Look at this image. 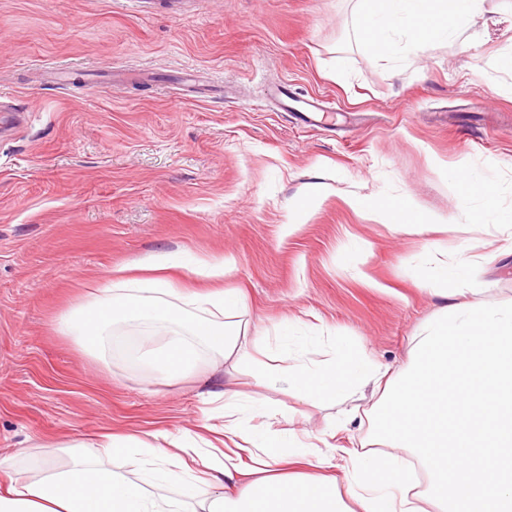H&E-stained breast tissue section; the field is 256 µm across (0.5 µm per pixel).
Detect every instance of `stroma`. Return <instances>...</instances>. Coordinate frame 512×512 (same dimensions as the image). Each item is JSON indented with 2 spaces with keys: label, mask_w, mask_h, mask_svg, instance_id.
Listing matches in <instances>:
<instances>
[{
  "label": "stroma",
  "mask_w": 512,
  "mask_h": 512,
  "mask_svg": "<svg viewBox=\"0 0 512 512\" xmlns=\"http://www.w3.org/2000/svg\"><path fill=\"white\" fill-rule=\"evenodd\" d=\"M358 0H0V452L19 466L69 458L56 444L102 430L202 433L222 424L197 377L158 385L121 346L104 358L62 335L58 318L149 257L181 265L231 255L228 288L248 317L324 345L366 347L402 367L426 318L447 304L421 281L425 248L466 244L480 301L512 304V234L467 225L448 172L493 167L497 210L512 212V0H484L461 41L405 47L397 60L358 36ZM71 67L68 84L53 80ZM319 95L316 126L274 96ZM358 197L360 209L347 200ZM411 199L448 217L444 232L373 220ZM302 223H292L296 206ZM366 249L365 261L341 258ZM242 390L298 428L339 432L360 449L372 392L341 406L304 404L286 382Z\"/></svg>",
  "instance_id": "stroma-1"
}]
</instances>
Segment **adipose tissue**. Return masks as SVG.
<instances>
[{
	"mask_svg": "<svg viewBox=\"0 0 512 512\" xmlns=\"http://www.w3.org/2000/svg\"><path fill=\"white\" fill-rule=\"evenodd\" d=\"M360 2L361 41L375 55L392 59L400 32L419 45L458 39L482 0ZM450 177L461 188L459 208L470 211L472 223H484L494 208V181L462 170ZM475 198L483 200L484 211L471 212ZM373 218L417 232L445 222L407 199L382 204ZM469 265L460 256L430 270L429 282L451 304L420 326L406 365L395 372L366 350L341 342L320 359L309 357L303 344L258 343L246 352L249 324L240 292L198 295L186 309L163 264L142 262L149 272L144 279L116 275L111 287L59 317L61 333L100 352L112 326H165L164 338L138 337L137 351L166 385L194 374L205 350L211 375L246 361L256 384L287 380L289 389L310 404L339 403L372 389L380 398L369 415V448L347 451L340 476L324 474L325 459L313 455L317 437H301L291 426L261 432L244 422L243 407L262 410L266 403L237 389L230 377L209 396L223 401L221 431L248 453L247 469L215 456L201 457L199 467H191L187 458L198 443L184 435L164 433L147 441L104 434L94 458L79 444L63 441L59 447L73 462L64 472L47 462L23 477L14 473L12 456L0 455V475L8 479L0 512H183L184 499L196 497L202 485L209 490L202 512H482L486 501L493 503V512H512V306L478 302L477 289L465 277ZM403 450L427 471L425 489L414 490L408 471L398 466ZM116 454L136 467L139 481L99 465V458ZM342 480L348 484L344 495L338 486Z\"/></svg>",
	"mask_w": 512,
	"mask_h": 512,
	"instance_id": "ef3b65f1",
	"label": "adipose tissue"
}]
</instances>
